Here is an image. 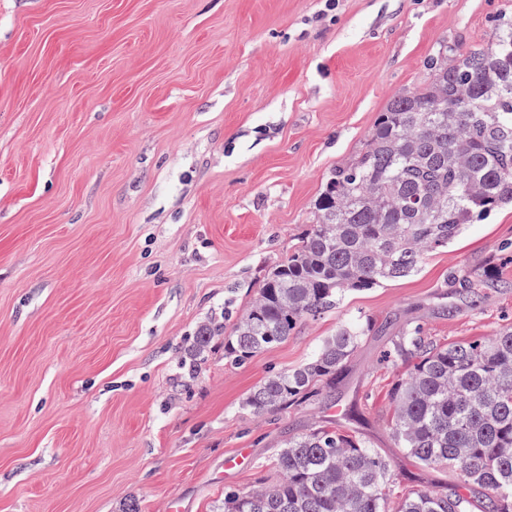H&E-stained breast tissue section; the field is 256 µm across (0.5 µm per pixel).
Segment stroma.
<instances>
[{
	"label": "stroma",
	"mask_w": 512,
	"mask_h": 512,
	"mask_svg": "<svg viewBox=\"0 0 512 512\" xmlns=\"http://www.w3.org/2000/svg\"><path fill=\"white\" fill-rule=\"evenodd\" d=\"M512 0H0V512H220L273 481L285 439L343 429L396 493L457 484L392 437L420 327L512 325V208L408 278L347 293L251 359L226 331L294 252L330 173L440 49L485 44ZM471 273L475 294L452 288ZM373 322L336 389L243 407L325 338ZM222 326L195 351L202 325ZM249 449L252 463L224 459Z\"/></svg>",
	"instance_id": "obj_1"
}]
</instances>
